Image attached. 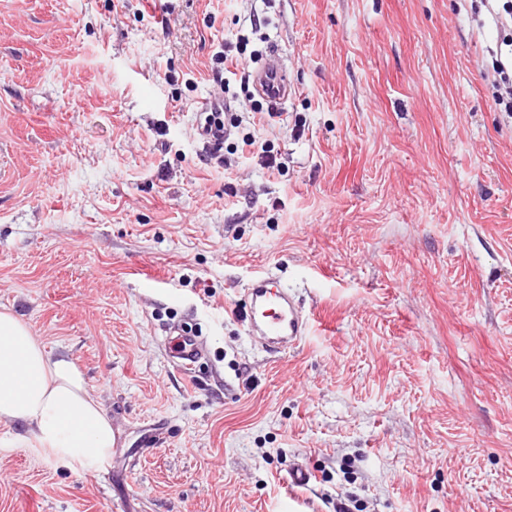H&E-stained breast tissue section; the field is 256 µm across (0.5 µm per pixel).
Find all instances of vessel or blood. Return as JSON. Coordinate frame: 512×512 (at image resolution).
I'll return each mask as SVG.
<instances>
[{
  "label": "vessel or blood",
  "instance_id": "b4317fda",
  "mask_svg": "<svg viewBox=\"0 0 512 512\" xmlns=\"http://www.w3.org/2000/svg\"><path fill=\"white\" fill-rule=\"evenodd\" d=\"M257 93L273 106H281L292 95L287 70L278 52H270L264 65L253 73ZM246 315L250 335L259 338L272 352L297 346L309 335L311 316L278 278L264 274L253 279L247 289ZM177 368L191 375L204 356L205 347L191 330L180 327L174 339Z\"/></svg>",
  "mask_w": 512,
  "mask_h": 512
}]
</instances>
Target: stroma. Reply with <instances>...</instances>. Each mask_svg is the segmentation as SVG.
I'll return each mask as SVG.
<instances>
[{
    "label": "stroma",
    "instance_id": "stroma-1",
    "mask_svg": "<svg viewBox=\"0 0 512 512\" xmlns=\"http://www.w3.org/2000/svg\"><path fill=\"white\" fill-rule=\"evenodd\" d=\"M239 34L295 93L259 125L237 90L223 167L197 126ZM500 40L471 0H0V309L121 439L83 474L0 424V512H512ZM263 272L315 317L283 353L242 321ZM174 332L177 333L174 339L177 368L184 375L190 376L196 363L205 355V347L199 337L187 328L178 327Z\"/></svg>",
    "mask_w": 512,
    "mask_h": 512
}]
</instances>
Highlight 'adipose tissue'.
I'll use <instances>...</instances> for the list:
<instances>
[{
    "label": "adipose tissue",
    "mask_w": 512,
    "mask_h": 512,
    "mask_svg": "<svg viewBox=\"0 0 512 512\" xmlns=\"http://www.w3.org/2000/svg\"><path fill=\"white\" fill-rule=\"evenodd\" d=\"M23 423L29 438L72 470L91 472L112 451V421L68 359L53 357L12 311H0V423Z\"/></svg>",
    "instance_id": "ef3b65f1"
}]
</instances>
